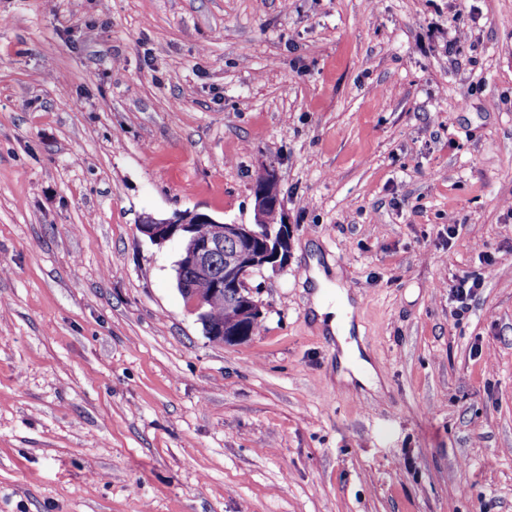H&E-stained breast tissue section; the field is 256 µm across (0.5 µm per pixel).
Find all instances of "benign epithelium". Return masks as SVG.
<instances>
[{
    "label": "benign epithelium",
    "mask_w": 512,
    "mask_h": 512,
    "mask_svg": "<svg viewBox=\"0 0 512 512\" xmlns=\"http://www.w3.org/2000/svg\"><path fill=\"white\" fill-rule=\"evenodd\" d=\"M253 194L252 224H225L199 210L177 212L164 220L146 216L138 224L140 233L155 244L182 240L178 288L186 295L190 311L206 326L207 336L226 345L249 338L248 325L263 317L252 276L266 268L285 269L290 256L291 225L282 218L276 227L267 226L268 214L282 211L274 169L262 166ZM202 224L209 225V233L204 236L197 232ZM189 276L208 284V292L203 296L194 292ZM222 305L227 307V320L212 322L211 309Z\"/></svg>",
    "instance_id": "1"
}]
</instances>
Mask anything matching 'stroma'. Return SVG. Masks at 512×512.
Wrapping results in <instances>:
<instances>
[{"mask_svg": "<svg viewBox=\"0 0 512 512\" xmlns=\"http://www.w3.org/2000/svg\"><path fill=\"white\" fill-rule=\"evenodd\" d=\"M471 4L450 55L460 0H0V512H512V0ZM264 164L291 256L222 345L137 225L253 223ZM316 279L319 289L314 294V310L319 323L325 322L333 333L348 332L354 308L349 303L347 289L336 284V302L326 298L323 288H326V279L323 273H317ZM484 280L477 275H465L456 279L451 287L453 302L457 303V309L464 312L473 301L478 291L483 288ZM342 349L341 363L343 367L352 370L354 376L368 388L377 391L379 378L375 369L366 361L359 358V350L355 341L346 343L343 336H337Z\"/></svg>", "mask_w": 512, "mask_h": 512, "instance_id": "obj_1", "label": "stroma"}]
</instances>
